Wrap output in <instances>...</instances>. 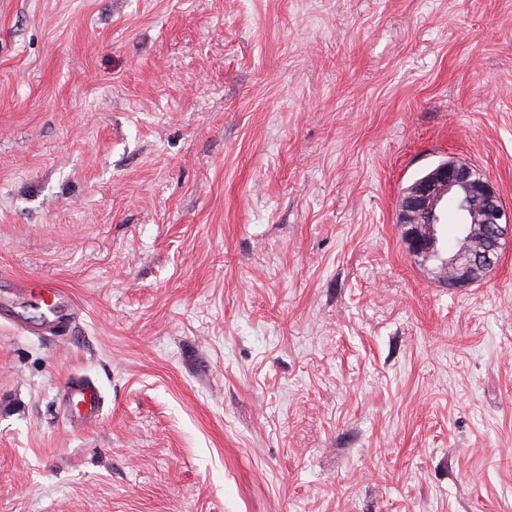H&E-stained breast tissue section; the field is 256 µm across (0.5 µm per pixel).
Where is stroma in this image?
I'll use <instances>...</instances> for the list:
<instances>
[{"label":"stroma","mask_w":512,"mask_h":512,"mask_svg":"<svg viewBox=\"0 0 512 512\" xmlns=\"http://www.w3.org/2000/svg\"><path fill=\"white\" fill-rule=\"evenodd\" d=\"M449 159L512 209V0H0V512H512V241L397 222Z\"/></svg>","instance_id":"obj_1"}]
</instances>
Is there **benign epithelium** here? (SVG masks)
<instances>
[{"label":"benign epithelium","mask_w":512,"mask_h":512,"mask_svg":"<svg viewBox=\"0 0 512 512\" xmlns=\"http://www.w3.org/2000/svg\"><path fill=\"white\" fill-rule=\"evenodd\" d=\"M450 199L461 215L459 248L440 259V275L452 274L448 285L457 287L476 281L496 263L512 238V212L485 171L461 160L442 161L410 183L401 197L398 223L413 255L438 254L444 205Z\"/></svg>","instance_id":"benign-epithelium-1"}]
</instances>
